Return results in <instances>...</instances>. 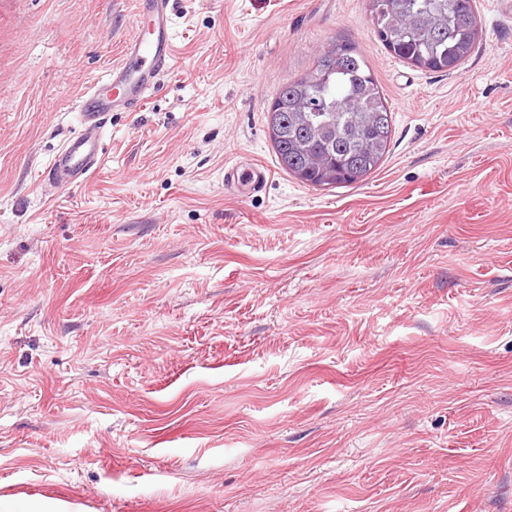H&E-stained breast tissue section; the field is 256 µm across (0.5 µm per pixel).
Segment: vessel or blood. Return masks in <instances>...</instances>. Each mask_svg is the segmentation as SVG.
Segmentation results:
<instances>
[{
    "label": "vessel or blood",
    "instance_id": "obj_1",
    "mask_svg": "<svg viewBox=\"0 0 512 512\" xmlns=\"http://www.w3.org/2000/svg\"><path fill=\"white\" fill-rule=\"evenodd\" d=\"M138 14L146 18V25L137 26L106 77L80 98L76 106L80 129L41 173L43 185L59 190L74 180L88 179L103 162L101 140L106 116L140 111L172 71L175 45L170 0H138ZM268 177V170L260 164L237 162L225 167L224 186L237 195L251 193L261 189Z\"/></svg>",
    "mask_w": 512,
    "mask_h": 512
}]
</instances>
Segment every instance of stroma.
Instances as JSON below:
<instances>
[{"label":"stroma","instance_id":"stroma-1","mask_svg":"<svg viewBox=\"0 0 512 512\" xmlns=\"http://www.w3.org/2000/svg\"><path fill=\"white\" fill-rule=\"evenodd\" d=\"M476 2L448 74L368 0H171L176 77L57 191L137 3L0 0V512H512V5ZM339 35L392 137L321 190L264 111ZM268 178L269 171L254 162L224 166V187L236 195L258 191Z\"/></svg>","mask_w":512,"mask_h":512}]
</instances>
